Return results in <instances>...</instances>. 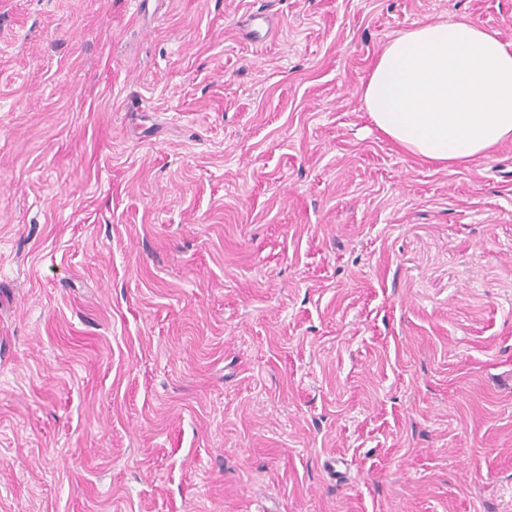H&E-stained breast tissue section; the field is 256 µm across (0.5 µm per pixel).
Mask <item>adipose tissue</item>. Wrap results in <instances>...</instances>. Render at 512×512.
<instances>
[{"label": "adipose tissue", "instance_id": "1", "mask_svg": "<svg viewBox=\"0 0 512 512\" xmlns=\"http://www.w3.org/2000/svg\"><path fill=\"white\" fill-rule=\"evenodd\" d=\"M362 97L404 152L468 164L512 140V45L470 19L417 24L384 45Z\"/></svg>", "mask_w": 512, "mask_h": 512}]
</instances>
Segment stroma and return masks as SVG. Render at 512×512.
<instances>
[{
	"label": "stroma",
	"mask_w": 512,
	"mask_h": 512,
	"mask_svg": "<svg viewBox=\"0 0 512 512\" xmlns=\"http://www.w3.org/2000/svg\"><path fill=\"white\" fill-rule=\"evenodd\" d=\"M461 17L512 43V0H0V512H512V142L441 169L362 99Z\"/></svg>",
	"instance_id": "stroma-1"
}]
</instances>
